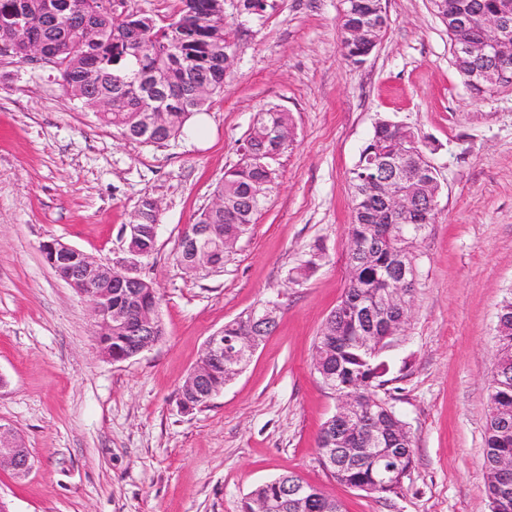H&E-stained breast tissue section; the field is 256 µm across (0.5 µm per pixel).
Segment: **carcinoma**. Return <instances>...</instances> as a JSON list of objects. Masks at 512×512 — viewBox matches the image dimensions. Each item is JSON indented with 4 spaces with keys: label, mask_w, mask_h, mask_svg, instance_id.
Listing matches in <instances>:
<instances>
[{
    "label": "carcinoma",
    "mask_w": 512,
    "mask_h": 512,
    "mask_svg": "<svg viewBox=\"0 0 512 512\" xmlns=\"http://www.w3.org/2000/svg\"><path fill=\"white\" fill-rule=\"evenodd\" d=\"M180 7L170 22L159 25L146 14L131 13L118 18L112 10V0H0V39L8 38L12 44L10 56L29 58L28 42L38 37L48 44L54 57L63 86L79 85L84 96L81 103L93 111L98 121L110 126L122 137L140 140L139 131L143 113L151 104L148 94H135L129 84L138 83L137 77L145 76L159 87L177 88L182 93V103L174 112L165 113V125L157 131L158 141L165 142L184 133L190 118L203 110L209 99L224 91V53L236 48L233 30L224 25L220 15L219 0H179ZM461 12L479 8L486 13L500 16L505 32L512 41V0H439L436 11L448 14V4ZM388 18L376 13L374 0H348L347 13L340 18L339 27L378 24L387 27ZM203 77L209 92L196 93L194 81ZM512 85V57L502 62L501 73L495 86L476 90L482 96L493 88ZM108 99L112 109L98 110V103ZM290 130V116L286 112L265 110L256 114L254 126L241 151L243 157L250 154H270L266 168L250 165L243 160L227 169L217 185L215 194L224 198V208L202 212L199 224H210L214 236L222 241L239 240L251 230L254 216L262 204L254 201L251 188L258 181L274 184L279 177L276 157L289 146V140L281 136ZM408 128L389 127L381 120L374 128L372 137L360 152L358 162L350 171L349 186L352 193V219L348 226V253L357 262L348 269L347 287L334 315L327 318L314 343L313 368L319 376L334 379L338 390L346 385L360 383L361 400L350 426L348 438L338 441L331 437L335 425L329 418L322 426L317 439L318 452L328 448L360 447L351 443L362 424L371 422L394 437L406 423L388 400L379 397L377 389L385 381L377 374L380 362L377 357L350 344L358 323L348 314L347 308L356 299H380L393 290L396 275L404 265L417 261L415 249L426 228L435 222L420 218L415 220L393 214L379 215L377 195L381 187H368L365 176L372 174L368 168L366 153L374 149L377 155L393 152L398 140L413 137ZM415 173L411 184L417 196L427 194L432 170L424 150L420 149L402 160ZM140 231L136 246L144 250L155 246L151 214V202L141 200L137 211ZM322 260L320 249L309 251L305 264L295 270L294 281L308 278ZM159 289L130 299L125 292L112 290V307L131 311L133 305L160 306ZM504 322L498 332L497 352L499 368L490 380L494 389L489 391V418L484 432L483 471L488 497L497 493L494 464L502 457H512V296L505 298L498 307ZM252 329L250 315L241 316L224 325L226 338L245 335ZM165 328L157 322L154 336H130L117 327L112 335L102 337V352L112 354V360L122 355H132L145 340H162ZM235 376L232 365L213 363L205 372L202 382L184 381L177 393V401L185 408H202L199 399L202 390L217 392ZM509 418V427L502 426V418ZM413 438L392 448L390 444L379 447L378 454L391 457V463L409 473L413 458ZM382 463L377 454L355 453L336 461L331 477L349 488L371 485L381 475ZM288 484L298 482L294 475L285 477ZM286 484V485H288ZM286 485L263 483L249 495L248 500H264L288 496ZM306 497L301 512H341V504L325 496L321 490L305 485Z\"/></svg>",
    "instance_id": "1"
}]
</instances>
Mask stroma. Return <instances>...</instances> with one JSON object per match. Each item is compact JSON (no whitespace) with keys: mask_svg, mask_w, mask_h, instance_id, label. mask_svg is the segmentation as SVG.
<instances>
[{"mask_svg":"<svg viewBox=\"0 0 512 512\" xmlns=\"http://www.w3.org/2000/svg\"><path fill=\"white\" fill-rule=\"evenodd\" d=\"M388 26L361 65L339 42L340 0H276L236 33L233 71L205 107L213 138L162 144L101 125L37 58L0 56V422L34 465L0 471L7 512H241L259 484L292 473L344 512H490L482 448L496 313L512 292V86L472 97L430 0H386ZM292 119V144L255 225L223 269L173 260L184 225L236 164L256 112ZM387 120L413 130L437 171L438 214L417 243L405 330L380 355V389L414 439L399 493L337 483L316 439L336 400L312 366L315 338L347 283L348 175ZM158 201L153 255L164 340L102 359L89 306L47 265L58 238L112 263L143 198ZM324 258L295 268L313 243ZM280 299L273 332L207 407L176 393L209 336Z\"/></svg>","mask_w":512,"mask_h":512,"instance_id":"stroma-1","label":"stroma"}]
</instances>
